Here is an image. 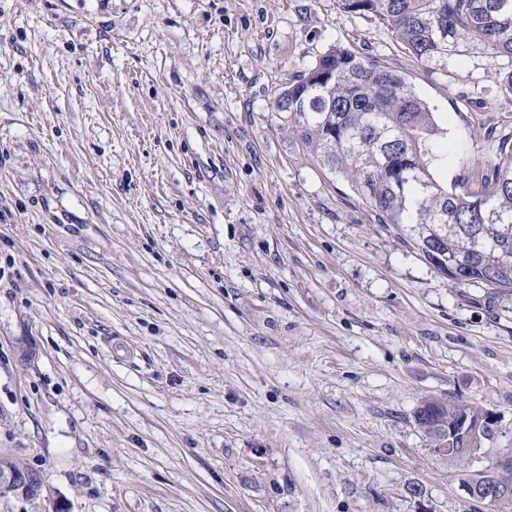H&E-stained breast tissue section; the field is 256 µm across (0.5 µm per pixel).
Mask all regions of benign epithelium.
Segmentation results:
<instances>
[{"label": "benign epithelium", "instance_id": "1", "mask_svg": "<svg viewBox=\"0 0 512 512\" xmlns=\"http://www.w3.org/2000/svg\"><path fill=\"white\" fill-rule=\"evenodd\" d=\"M500 416L489 409H483L479 416L468 415L460 422L464 436L468 442L474 444L472 448H462L464 454L474 468L468 479L462 482V487L473 498L497 503L512 499V488L498 483L495 465H483L487 458L485 445L490 441L488 429H499ZM44 483L42 474L36 470L26 472L0 471V494L12 493L22 496L32 487Z\"/></svg>", "mask_w": 512, "mask_h": 512}]
</instances>
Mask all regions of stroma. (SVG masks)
Instances as JSON below:
<instances>
[{
	"label": "stroma",
	"mask_w": 512,
	"mask_h": 512,
	"mask_svg": "<svg viewBox=\"0 0 512 512\" xmlns=\"http://www.w3.org/2000/svg\"><path fill=\"white\" fill-rule=\"evenodd\" d=\"M334 44L435 112L439 181L512 141L511 57L419 59L340 0H0V457L46 482L0 512H512L414 421L487 407L512 452V295L273 109ZM480 407L474 404L461 402H442L434 399L423 401V404L417 409L415 414V423L419 430L429 441V450L434 456H444L453 451L451 443H448L447 438L439 442L435 447L430 448V445H435V440L440 438V431L445 430L449 432L450 425L454 428L458 426L460 418L465 414L472 415L479 414Z\"/></svg>",
	"instance_id": "35a3bbf8"
}]
</instances>
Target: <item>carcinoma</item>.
<instances>
[{
  "mask_svg": "<svg viewBox=\"0 0 512 512\" xmlns=\"http://www.w3.org/2000/svg\"><path fill=\"white\" fill-rule=\"evenodd\" d=\"M343 8L387 24L417 58L466 39L512 57V0H344ZM322 65L329 91H313L312 65L280 89L274 111L299 132L305 147L347 180L377 213L413 241L440 274L467 270L459 285L512 291V144L499 143L484 164L482 193H459L439 183L443 130L434 112L398 71L334 47ZM480 407L423 401L415 423L435 444L440 431Z\"/></svg>",
  "mask_w": 512,
  "mask_h": 512,
  "instance_id": "cac0c4a2",
  "label": "carcinoma"
}]
</instances>
